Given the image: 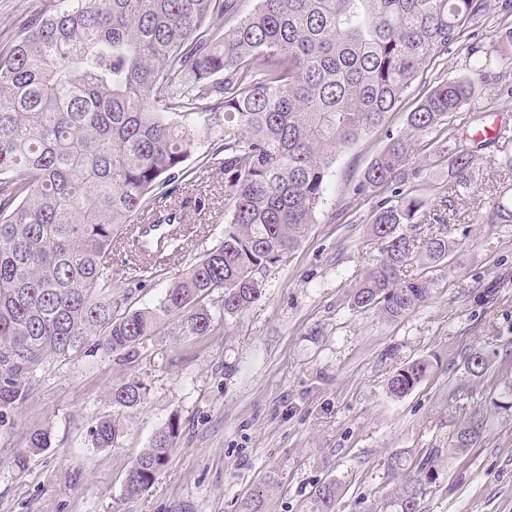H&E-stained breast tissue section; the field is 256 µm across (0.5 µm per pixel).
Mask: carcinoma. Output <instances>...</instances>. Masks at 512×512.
<instances>
[{
	"label": "carcinoma",
	"instance_id": "cac0c4a2",
	"mask_svg": "<svg viewBox=\"0 0 512 512\" xmlns=\"http://www.w3.org/2000/svg\"><path fill=\"white\" fill-rule=\"evenodd\" d=\"M48 0L19 21L0 46V428L10 425L34 373L50 359L102 351L133 363L139 348L175 319L182 336H208L263 297L266 272L295 252L317 223L336 152L382 128L426 68L472 26L487 0ZM512 44V20H494ZM436 77L407 113V130L434 150L417 162L406 134L388 142L355 188L376 198L368 232L380 258L352 286L353 307L397 320L432 296L425 270L448 265L450 224L469 197L485 141L482 118L462 138L448 119L486 78ZM200 151L197 164L189 157ZM448 167L436 203L406 187L423 171ZM224 178V235L195 258L149 306L113 289V275L145 286L192 252L181 229L186 178ZM165 224L150 251L137 245L134 219ZM487 223L512 224L495 202ZM217 300H212V297ZM488 350L472 348L462 377L487 372ZM438 364L406 362L387 382L400 399ZM147 386H112L120 414L138 410ZM512 408V384L490 398ZM489 419L474 412L448 437L464 452L480 444ZM178 426L160 429L135 459L124 495L146 492L169 461ZM116 418L91 427L92 447L110 448ZM51 446L33 431L28 448ZM439 450L415 460L388 499L390 512H420L439 477ZM334 480L315 486L309 512H337Z\"/></svg>",
	"mask_w": 512,
	"mask_h": 512
}]
</instances>
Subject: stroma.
<instances>
[{"mask_svg": "<svg viewBox=\"0 0 512 512\" xmlns=\"http://www.w3.org/2000/svg\"><path fill=\"white\" fill-rule=\"evenodd\" d=\"M478 53L492 65L470 109L512 126V112L492 108L501 84L512 85L511 47L493 45L483 31L431 73L470 76ZM422 93L414 85L387 129L338 152L322 215L268 271L261 301L208 336L178 337L167 323L132 364L96 353L41 366L11 427L0 431V512H239L256 490L264 512H307L325 480L343 490L339 512H384L403 476L390 469L391 456L414 460L433 448L439 479L421 512H512V409L492 415L478 447L448 449L465 410L485 408L512 381V225L482 221L488 186L512 203V174L497 144L476 159L469 216L449 233V265L429 271L432 298L395 321L349 303L352 285L380 256L367 231L371 203L353 189L386 131L403 132ZM476 346L493 351L492 364L480 381L462 382V358ZM432 353L440 363L430 377L406 397H390L394 368ZM131 377L147 385L144 404L121 417L114 446L93 448L89 429L111 413L113 384ZM459 382L464 390L451 393ZM172 420L179 431L167 466L148 491L125 496L135 458ZM37 429L50 432V448L17 468Z\"/></svg>", "mask_w": 512, "mask_h": 512, "instance_id": "1", "label": "stroma"}]
</instances>
